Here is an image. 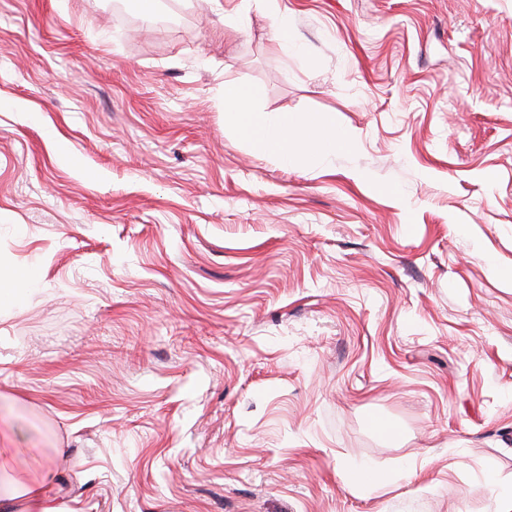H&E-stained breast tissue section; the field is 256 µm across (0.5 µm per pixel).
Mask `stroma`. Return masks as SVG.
I'll return each instance as SVG.
<instances>
[{"instance_id":"1","label":"stroma","mask_w":512,"mask_h":512,"mask_svg":"<svg viewBox=\"0 0 512 512\" xmlns=\"http://www.w3.org/2000/svg\"><path fill=\"white\" fill-rule=\"evenodd\" d=\"M239 2L0 0L19 461L64 512H512V0ZM228 83L355 142L256 153Z\"/></svg>"}]
</instances>
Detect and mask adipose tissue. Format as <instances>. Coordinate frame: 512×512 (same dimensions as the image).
<instances>
[{"mask_svg": "<svg viewBox=\"0 0 512 512\" xmlns=\"http://www.w3.org/2000/svg\"><path fill=\"white\" fill-rule=\"evenodd\" d=\"M252 96V91L237 84L224 87V103L230 108L228 120L245 133L256 152L274 154L287 162L312 163L332 154L337 145L351 142L345 134L311 137L315 121L309 117L284 113L272 119L264 113L244 109V102ZM48 477L47 464L33 460L24 476L12 479L0 490V512H62L47 491Z\"/></svg>", "mask_w": 512, "mask_h": 512, "instance_id": "obj_1", "label": "adipose tissue"}]
</instances>
